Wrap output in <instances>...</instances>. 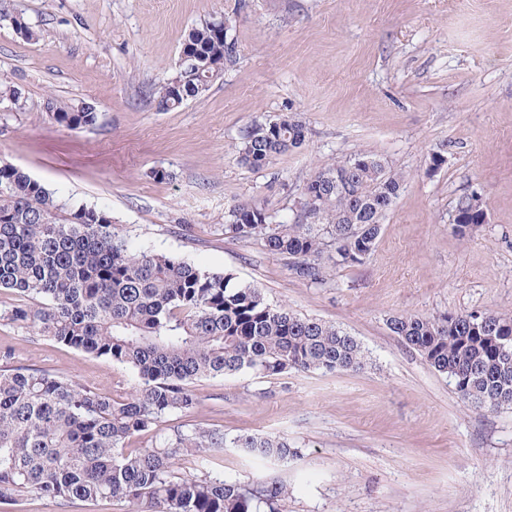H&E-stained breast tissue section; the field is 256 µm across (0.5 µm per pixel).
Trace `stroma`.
<instances>
[{"mask_svg": "<svg viewBox=\"0 0 512 512\" xmlns=\"http://www.w3.org/2000/svg\"><path fill=\"white\" fill-rule=\"evenodd\" d=\"M38 33L0 23V165L44 182L69 205L106 209L135 247L229 270L269 303L355 336L356 372H240L196 384L184 423L227 437H287V460L237 448L194 458L213 476L262 477L288 490L286 512H512V407L474 408L387 326L394 314L492 310L512 316V0H14ZM225 18L235 61L198 97L157 111L188 31ZM95 107V125L52 121L47 99ZM302 120L301 148L261 169L237 146L253 122ZM405 177L374 251L297 278L284 258L228 237L249 202L293 218L319 168L357 153ZM445 159L430 170V157ZM481 195L486 220L465 238L455 207ZM30 366L115 397L132 372L0 321V348ZM0 512H135L25 496Z\"/></svg>", "mask_w": 512, "mask_h": 512, "instance_id": "stroma-1", "label": "stroma"}]
</instances>
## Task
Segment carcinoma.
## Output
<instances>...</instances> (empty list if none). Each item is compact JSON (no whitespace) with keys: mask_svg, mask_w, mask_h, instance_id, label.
<instances>
[{"mask_svg":"<svg viewBox=\"0 0 512 512\" xmlns=\"http://www.w3.org/2000/svg\"><path fill=\"white\" fill-rule=\"evenodd\" d=\"M213 22L191 29L183 46L198 73L154 93L168 112L206 91L236 58L237 42L215 35ZM52 120L72 129L97 121L88 104L48 102ZM306 126L294 116L257 121L243 134V164L262 168L300 147ZM405 177L382 158L360 153L317 170L303 189L299 213L274 222L260 206L228 212L224 234L254 240L320 285L332 266L351 267L374 250L382 220ZM481 196L458 201L453 218L464 237L483 223ZM0 290L18 304L0 320L27 324L48 340L132 371L123 398L24 366L0 368V502L34 493L48 500L99 499L144 505L146 512H284L286 487L249 485L176 462L204 460L227 444L261 458L288 459L280 435L174 426L155 445L131 449L133 438L173 413L192 414L197 380L253 371L354 372L366 356L356 337L317 319L273 306L261 289L230 271L212 272L171 255L136 248L96 207H70L48 186L14 167L0 168ZM389 329L475 407L512 406V317L495 311L439 317L393 315Z\"/></svg>","mask_w":512,"mask_h":512,"instance_id":"obj_1","label":"carcinoma"}]
</instances>
